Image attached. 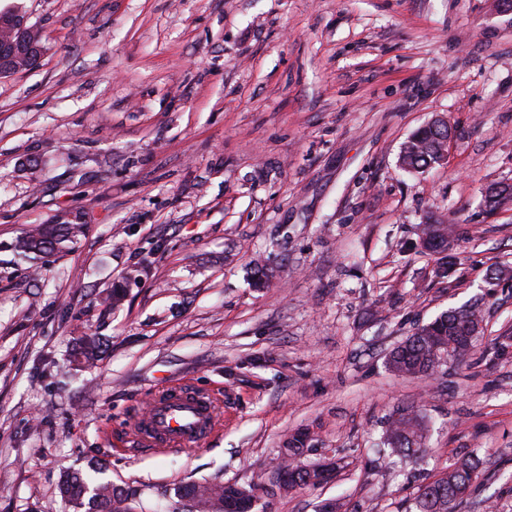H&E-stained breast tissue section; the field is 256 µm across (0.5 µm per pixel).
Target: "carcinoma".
I'll return each mask as SVG.
<instances>
[{
  "mask_svg": "<svg viewBox=\"0 0 512 512\" xmlns=\"http://www.w3.org/2000/svg\"><path fill=\"white\" fill-rule=\"evenodd\" d=\"M448 152V124L417 128L404 142L399 160L403 168L422 172L441 164ZM86 233L82 215L71 218L54 214L44 224L29 227L11 244V251L25 257H40L45 252L59 254L74 249ZM481 321L480 311L474 307H461L444 312L434 320L417 328L414 333L390 353L391 369L406 377H429L440 366L441 356L459 359L474 350ZM99 344L92 336L82 339L79 359L96 361ZM427 425L415 411L404 410L395 414L385 429L383 446L388 455L400 460L419 459L425 447ZM482 465L477 454L457 458L440 477L421 486L418 495L405 508V512H457L465 496L472 489ZM282 480L277 488L283 493L315 486L311 482L308 466L292 459L281 467ZM62 496L80 506L86 487L83 480L72 475L61 483ZM233 487L222 482L185 483L177 489L182 503H189L194 512H224V498ZM136 491L120 486L102 484L96 488L92 501L93 512H136Z\"/></svg>",
  "mask_w": 512,
  "mask_h": 512,
  "instance_id": "obj_1",
  "label": "carcinoma"
}]
</instances>
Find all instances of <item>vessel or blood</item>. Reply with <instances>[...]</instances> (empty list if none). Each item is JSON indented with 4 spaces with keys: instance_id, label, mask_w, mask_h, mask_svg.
I'll return each instance as SVG.
<instances>
[{
    "instance_id": "1",
    "label": "vessel or blood",
    "mask_w": 512,
    "mask_h": 512,
    "mask_svg": "<svg viewBox=\"0 0 512 512\" xmlns=\"http://www.w3.org/2000/svg\"><path fill=\"white\" fill-rule=\"evenodd\" d=\"M217 404L206 392L162 391L130 429L145 448L190 447L208 436L217 423Z\"/></svg>"
}]
</instances>
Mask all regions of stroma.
Listing matches in <instances>:
<instances>
[{
  "instance_id": "stroma-1",
  "label": "stroma",
  "mask_w": 512,
  "mask_h": 512,
  "mask_svg": "<svg viewBox=\"0 0 512 512\" xmlns=\"http://www.w3.org/2000/svg\"><path fill=\"white\" fill-rule=\"evenodd\" d=\"M42 31L37 66L0 76V512H86L64 474L173 512L178 485L266 486L288 438L336 478L256 512H404L477 453L460 512H512V13L498 0H0ZM442 165L399 168L435 116ZM89 229L32 263L8 245L60 210ZM454 229L456 271L425 251ZM273 268L256 287L254 260ZM501 271L499 280L489 274ZM121 287L120 306L105 303ZM478 303L465 360L428 379L390 351ZM103 354L78 364L81 337ZM224 401L199 449L133 450L160 391ZM430 425L423 459L380 455L386 419Z\"/></svg>"
}]
</instances>
